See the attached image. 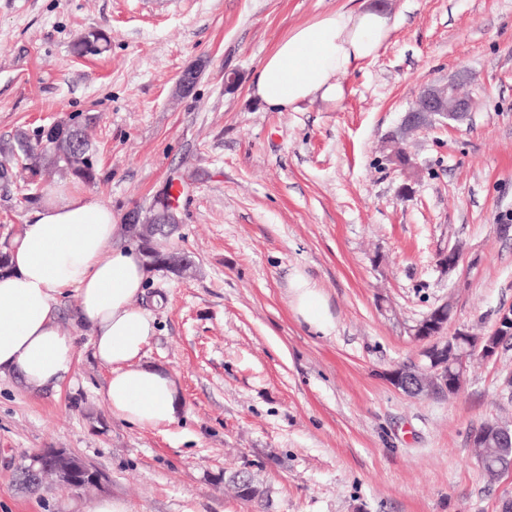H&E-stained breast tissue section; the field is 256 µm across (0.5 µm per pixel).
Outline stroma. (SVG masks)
Listing matches in <instances>:
<instances>
[{
  "instance_id": "1",
  "label": "stroma",
  "mask_w": 512,
  "mask_h": 512,
  "mask_svg": "<svg viewBox=\"0 0 512 512\" xmlns=\"http://www.w3.org/2000/svg\"><path fill=\"white\" fill-rule=\"evenodd\" d=\"M397 27L342 77L339 105L266 108L250 84L293 27L352 0H0V137L92 117L100 179L88 194L117 214L148 207L186 179L173 246L186 276L153 272L139 306L156 333L145 362L183 396L163 430L113 417L110 367L60 296L73 368L60 388L0 377V512H83L95 498L132 512H500L512 469L483 476L470 436L512 422L499 378L512 346L476 360L445 398H411L386 373L416 358L409 329L453 304L455 327L490 330L512 307V0H385ZM105 31L98 56L75 57ZM197 82L180 91L179 78ZM464 76L475 102L460 124L418 131L417 172L390 164L383 140L420 88ZM23 184L0 190V243L34 207ZM464 246L451 272L440 252ZM302 271L324 295L328 334L292 306ZM39 448H64L105 476L84 492L18 486ZM258 472L263 503L228 487ZM109 39L101 30H90L82 34L73 43V52L77 56L99 55L107 48Z\"/></svg>"
}]
</instances>
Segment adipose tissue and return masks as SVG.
I'll return each instance as SVG.
<instances>
[{
    "instance_id": "ef3b65f1",
    "label": "adipose tissue",
    "mask_w": 512,
    "mask_h": 512,
    "mask_svg": "<svg viewBox=\"0 0 512 512\" xmlns=\"http://www.w3.org/2000/svg\"><path fill=\"white\" fill-rule=\"evenodd\" d=\"M395 27L380 0L322 14L278 42L254 76L252 92L280 110L339 104L342 76L374 57ZM116 220L111 206L89 194L63 187L44 193L11 246L10 270L0 275V376L40 391L67 378L76 339L60 325L57 303L72 288L75 316L93 337V354L111 367L104 400L113 416L143 428L166 427L178 421L183 398L167 369L143 360L155 326L135 300L151 271L142 255L113 247ZM291 288L297 315L326 330L331 318L317 288L300 273Z\"/></svg>"
}]
</instances>
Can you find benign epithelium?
<instances>
[{
	"label": "benign epithelium",
	"mask_w": 512,
	"mask_h": 512,
	"mask_svg": "<svg viewBox=\"0 0 512 512\" xmlns=\"http://www.w3.org/2000/svg\"><path fill=\"white\" fill-rule=\"evenodd\" d=\"M469 112L468 102L454 90L451 84L424 85L413 107L405 115V122L413 127L421 128L434 120L446 125L450 121H460ZM463 251L451 248L439 254L438 262L442 269L453 271L459 265ZM445 317L444 308L437 307L424 316V321L416 323L409 329L413 340L422 344L416 364L419 370L409 376H403L398 368L387 373L389 383L397 390L412 396H433L437 392L451 391L459 393L467 375V355L457 356L453 373H448V353L455 352L459 343L470 338V331L458 328L454 332L440 336L434 340L425 337L426 325L437 322ZM491 335L493 341L484 345L474 344V353L483 360H490L501 350L512 344V308L503 309L498 313ZM27 467L33 482L38 484L46 475L69 489L78 490L83 486H94L102 483V476L82 460H74V456L64 448H41L26 456Z\"/></svg>",
	"instance_id": "benign-epithelium-1"
}]
</instances>
